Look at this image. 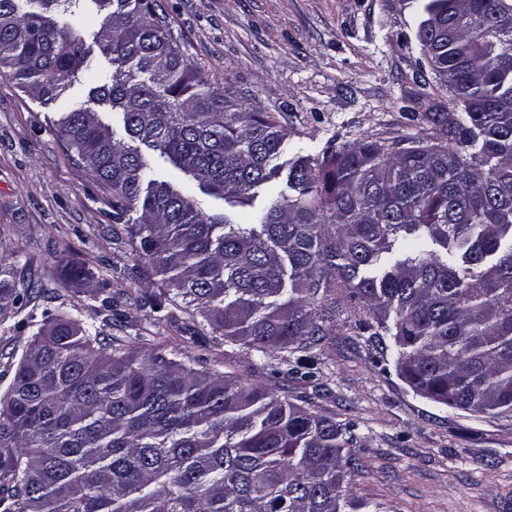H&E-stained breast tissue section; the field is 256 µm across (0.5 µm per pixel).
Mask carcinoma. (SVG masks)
Segmentation results:
<instances>
[{
    "label": "carcinoma",
    "instance_id": "obj_1",
    "mask_svg": "<svg viewBox=\"0 0 512 512\" xmlns=\"http://www.w3.org/2000/svg\"><path fill=\"white\" fill-rule=\"evenodd\" d=\"M158 0H0V73L62 113L66 153L112 193L138 258L192 330L259 356L328 335L329 277L394 339L421 396L512 418V0H425L416 36L457 112L443 140H361L288 163L291 196L232 213L278 175L286 130L190 71ZM101 18L89 34L67 19ZM97 46L100 56L93 55ZM110 312L109 282L91 292ZM30 297L0 270V310ZM124 351L45 313L0 394V512H359L354 427L263 385Z\"/></svg>",
    "mask_w": 512,
    "mask_h": 512
}]
</instances>
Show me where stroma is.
<instances>
[{
    "instance_id": "1",
    "label": "stroma",
    "mask_w": 512,
    "mask_h": 512,
    "mask_svg": "<svg viewBox=\"0 0 512 512\" xmlns=\"http://www.w3.org/2000/svg\"><path fill=\"white\" fill-rule=\"evenodd\" d=\"M185 65L219 82L250 112L272 113L288 135L277 162L297 149L320 157L362 139L439 138L426 112H451L415 31L416 0H160ZM42 103L0 75V264L48 289V297L0 313V393L45 312H67L109 339L137 348L143 336L174 338L188 365L271 387L288 402L353 424L361 466L351 489L378 512H512V420L475 417L416 394L399 376L394 345L371 337L373 319L351 289L334 287L318 306L331 333L304 352L264 357L216 343L208 329L155 320L119 299L113 312L90 299L78 269L112 290L138 264L116 244L123 225L112 197L67 155Z\"/></svg>"
}]
</instances>
